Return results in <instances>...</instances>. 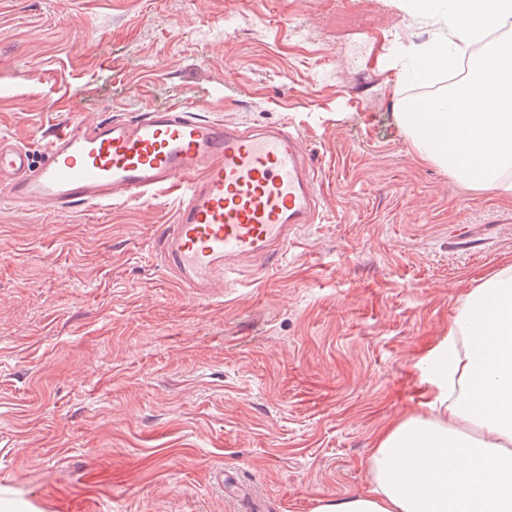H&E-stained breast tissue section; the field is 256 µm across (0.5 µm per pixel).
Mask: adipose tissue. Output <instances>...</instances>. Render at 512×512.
<instances>
[{"mask_svg":"<svg viewBox=\"0 0 512 512\" xmlns=\"http://www.w3.org/2000/svg\"><path fill=\"white\" fill-rule=\"evenodd\" d=\"M421 368L427 409L377 432L370 490L313 512H512V263L463 295Z\"/></svg>","mask_w":512,"mask_h":512,"instance_id":"1","label":"adipose tissue"}]
</instances>
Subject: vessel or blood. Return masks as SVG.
Listing matches in <instances>:
<instances>
[{"mask_svg":"<svg viewBox=\"0 0 512 512\" xmlns=\"http://www.w3.org/2000/svg\"><path fill=\"white\" fill-rule=\"evenodd\" d=\"M27 208L150 202L177 194L154 240L196 298L222 296L244 267L267 265L324 220L321 176L289 122L245 126L159 107L126 119L68 122L37 148L0 135V191Z\"/></svg>","mask_w":512,"mask_h":512,"instance_id":"b4317fda","label":"vessel or blood"}]
</instances>
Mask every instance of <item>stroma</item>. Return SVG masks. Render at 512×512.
I'll use <instances>...</instances> for the list:
<instances>
[{"label":"stroma","instance_id":"35a3bbf8","mask_svg":"<svg viewBox=\"0 0 512 512\" xmlns=\"http://www.w3.org/2000/svg\"><path fill=\"white\" fill-rule=\"evenodd\" d=\"M431 30L371 0H0V134L36 144L190 103L299 125L325 223L194 299L152 244L176 199L58 213L0 197V512H312L370 487L377 430L426 400L419 362L512 258V198L422 160L386 43Z\"/></svg>","mask_w":512,"mask_h":512}]
</instances>
